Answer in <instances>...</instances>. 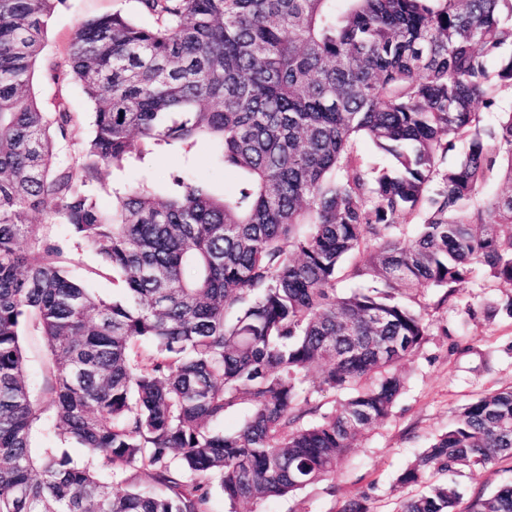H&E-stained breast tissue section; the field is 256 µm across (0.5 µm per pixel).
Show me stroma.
Segmentation results:
<instances>
[{
	"label": "stroma",
	"mask_w": 512,
	"mask_h": 512,
	"mask_svg": "<svg viewBox=\"0 0 512 512\" xmlns=\"http://www.w3.org/2000/svg\"><path fill=\"white\" fill-rule=\"evenodd\" d=\"M121 11L136 23H150L138 0H60L50 21L33 92L41 107L54 111L66 102L78 123L64 155H78L91 134L92 106L74 82L54 81L51 70L66 67L68 46L80 23L92 16ZM185 170L223 194L237 181L234 171L216 163L209 142H198L190 151L160 150L146 158L130 156L122 167H102L98 202L112 205V188L148 181L164 192L172 172ZM56 242L70 259V269L87 288L105 299L117 290L108 275H97L98 257L75 249L66 225L56 227ZM441 291L424 293L427 337L405 361V388L390 416L366 432L337 468L333 478L285 498H271L258 506L239 504L229 509L221 493L212 496V512H337L350 497H368L373 512H395L410 488L398 484L399 475L412 465L432 439L447 430L461 407L486 392L512 385V316L504 309L506 292L491 287L482 270L458 283L450 301ZM452 480L465 498L512 484V462L487 467L478 476L468 469L455 470Z\"/></svg>",
	"instance_id": "obj_1"
}]
</instances>
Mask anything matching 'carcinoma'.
<instances>
[{"label":"carcinoma","instance_id":"1","mask_svg":"<svg viewBox=\"0 0 512 512\" xmlns=\"http://www.w3.org/2000/svg\"><path fill=\"white\" fill-rule=\"evenodd\" d=\"M59 2L0 0V512H211L215 487L233 510L332 477L404 388L397 366L427 335L415 290L450 297L475 267L512 289V0H139L151 26L115 12L72 38L63 78L94 115L71 158L57 144L77 116L31 92ZM359 138L393 165L366 166ZM200 140L232 190L180 171L98 205L101 166ZM58 224L121 299L69 274ZM345 278L372 287L341 294ZM26 333L48 353L42 401ZM49 408L125 487L32 454ZM242 408L237 431L216 429ZM505 459L512 387L462 408L398 483ZM462 502L432 483L399 512H512V484Z\"/></svg>","mask_w":512,"mask_h":512}]
</instances>
